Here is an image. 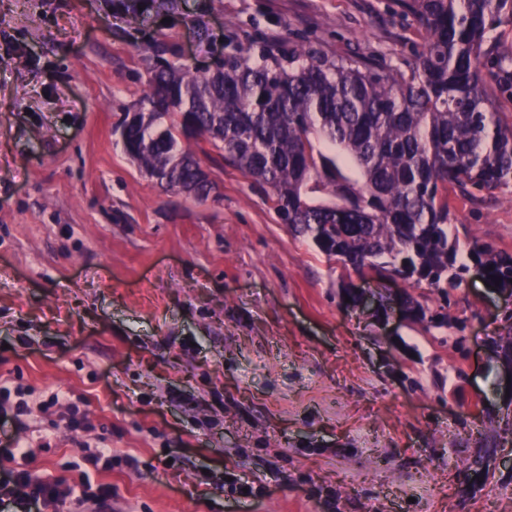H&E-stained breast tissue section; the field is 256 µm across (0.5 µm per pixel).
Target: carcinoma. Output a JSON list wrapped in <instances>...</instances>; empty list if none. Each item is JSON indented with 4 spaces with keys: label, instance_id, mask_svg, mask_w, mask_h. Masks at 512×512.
I'll return each instance as SVG.
<instances>
[{
    "label": "carcinoma",
    "instance_id": "carcinoma-1",
    "mask_svg": "<svg viewBox=\"0 0 512 512\" xmlns=\"http://www.w3.org/2000/svg\"><path fill=\"white\" fill-rule=\"evenodd\" d=\"M427 33L404 73L350 55L239 47L200 76L161 60L139 115L124 120L128 156L166 191L198 200L204 144L272 190L280 223L346 271L395 273L442 290L470 263L448 241V188L475 197L512 186V128L484 89L485 45L512 0H402ZM468 257L512 294V255L473 242Z\"/></svg>",
    "mask_w": 512,
    "mask_h": 512
}]
</instances>
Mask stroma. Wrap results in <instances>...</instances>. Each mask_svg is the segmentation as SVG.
Segmentation results:
<instances>
[{"instance_id":"obj_1","label":"stroma","mask_w":512,"mask_h":512,"mask_svg":"<svg viewBox=\"0 0 512 512\" xmlns=\"http://www.w3.org/2000/svg\"><path fill=\"white\" fill-rule=\"evenodd\" d=\"M252 44L406 71L425 32L397 0H182L137 22L124 0H0V381L29 407L0 460L65 478L63 512L87 482L128 512H512V294L347 273L218 149L201 202L126 155L157 58L200 75ZM448 222L512 254V188L449 191ZM407 291L426 320L399 312Z\"/></svg>"}]
</instances>
